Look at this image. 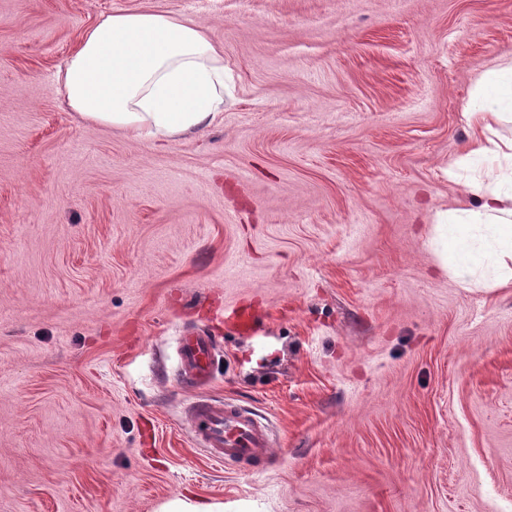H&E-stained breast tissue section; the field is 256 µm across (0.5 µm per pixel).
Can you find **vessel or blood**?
Masks as SVG:
<instances>
[{
  "mask_svg": "<svg viewBox=\"0 0 512 512\" xmlns=\"http://www.w3.org/2000/svg\"><path fill=\"white\" fill-rule=\"evenodd\" d=\"M214 355V340L204 332L192 331L179 346V376L206 384ZM187 420L197 442L208 448L213 461L233 462L248 469L264 463L271 446L269 429L245 406L198 400L192 402Z\"/></svg>",
  "mask_w": 512,
  "mask_h": 512,
  "instance_id": "vessel-or-blood-1",
  "label": "vessel or blood"
}]
</instances>
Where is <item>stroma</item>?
<instances>
[{
  "mask_svg": "<svg viewBox=\"0 0 512 512\" xmlns=\"http://www.w3.org/2000/svg\"><path fill=\"white\" fill-rule=\"evenodd\" d=\"M141 8L216 40L222 123L148 145L70 112L85 28ZM511 59L512 0H0V512H512V287L431 246ZM199 398L268 421L259 471L196 443ZM215 356V342L204 332L193 330L179 346L178 374L198 385L210 379V369ZM223 503H209L194 496L180 494L166 501L159 512H223Z\"/></svg>",
  "mask_w": 512,
  "mask_h": 512,
  "instance_id": "obj_1",
  "label": "stroma"
}]
</instances>
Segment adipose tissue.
Listing matches in <instances>:
<instances>
[{
	"mask_svg": "<svg viewBox=\"0 0 512 512\" xmlns=\"http://www.w3.org/2000/svg\"><path fill=\"white\" fill-rule=\"evenodd\" d=\"M57 81L82 119L150 144L204 131L224 110V59L216 43L194 21L167 12L101 16L84 30ZM474 92L483 105L463 112L472 137L464 155L449 159L448 176L456 178L470 161L482 164L466 184L475 204L436 213L435 244L444 256L456 233L478 231V248L458 252L448 272L470 285L483 257L491 270L486 286H505L512 283V138L496 127L512 120V60L481 74Z\"/></svg>",
	"mask_w": 512,
	"mask_h": 512,
	"instance_id": "adipose-tissue-1",
	"label": "adipose tissue"
}]
</instances>
